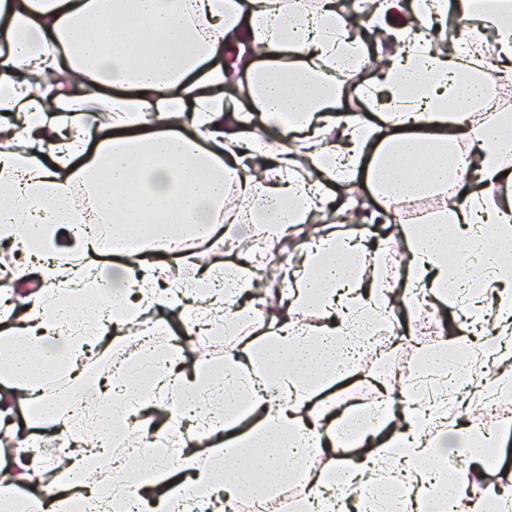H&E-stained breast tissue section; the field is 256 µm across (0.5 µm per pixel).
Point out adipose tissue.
I'll list each match as a JSON object with an SVG mask.
<instances>
[{
  "label": "adipose tissue",
  "instance_id": "obj_1",
  "mask_svg": "<svg viewBox=\"0 0 512 512\" xmlns=\"http://www.w3.org/2000/svg\"><path fill=\"white\" fill-rule=\"evenodd\" d=\"M362 2L380 24L369 44L336 0H0V112L13 118L0 127V238L21 255L37 247L43 282L27 288L28 270L16 264L11 287L0 289V447L13 461L11 478L0 479V512H114L123 499L87 483L97 468L124 470L111 445L84 432L77 410L88 387L108 400L115 385L83 371L95 337L61 333L73 293L90 281L111 287L82 311L106 331L139 325L159 307L178 309L189 333L227 321L255 331L217 372L184 368L176 342L159 372L128 371L154 394L146 427L158 415L178 426L198 406L224 402L223 416L196 418L175 470L143 480L136 512H174L182 476L209 494L214 512L247 497L263 506L272 486L294 481L284 462L295 454L308 486L299 512H339L345 490L362 486L377 491L382 512H447L475 476L483 491L473 512H512V494L484 476L493 434L449 424L407 389L402 407L386 413L340 412L317 396L345 358L364 353L365 321L396 318L411 288L461 308L490 299L499 335H512V264L502 251L512 240V110L492 94L505 73L468 48L446 51L414 39L410 26L391 28L404 0ZM451 12L462 27L490 28L496 58L512 61L507 0H418L413 17L426 30ZM393 41L398 52L379 82L359 90L365 114L333 115L337 77ZM260 53L272 62L253 69L248 103H225V84ZM362 175L393 203L435 191L448 199L401 225L390 249L332 230L294 243L297 260L281 273L287 309L265 324L247 304L266 292L252 256L223 265L185 254L198 281L215 284L200 299L190 282L161 278L154 252L213 240L228 186L276 245L289 224L318 220L327 191ZM106 217L112 234L102 238L90 227ZM460 237L485 270L480 290L465 264L448 261ZM109 252L136 262L106 269L99 258ZM309 306L323 324L292 318ZM452 352L484 354L474 332H461L416 368H446ZM57 372L73 382L67 408L41 387ZM63 434L72 446L59 457L51 442ZM216 438L228 454L215 451ZM445 452L470 469L447 466ZM21 483L38 494L19 497Z\"/></svg>",
  "mask_w": 512,
  "mask_h": 512
}]
</instances>
